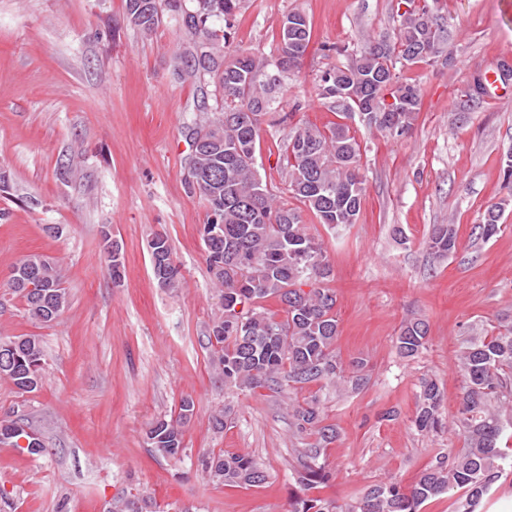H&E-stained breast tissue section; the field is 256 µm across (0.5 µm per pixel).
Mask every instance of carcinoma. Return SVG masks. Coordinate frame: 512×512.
<instances>
[{
  "mask_svg": "<svg viewBox=\"0 0 512 512\" xmlns=\"http://www.w3.org/2000/svg\"><path fill=\"white\" fill-rule=\"evenodd\" d=\"M128 21L143 32L160 22L157 0H124ZM166 0L174 21L207 48L206 57L192 61L178 54L177 70L186 77H207L221 93L220 110L192 129L190 168L204 174L188 192L208 205L207 224L221 235L204 245L212 288L220 313L209 327L208 344L215 348L213 364L224 386L240 390L288 387L296 395L304 388L334 386L356 393L370 382L362 358L344 365L336 355L338 336L336 293L328 287L332 269L323 242L307 232L299 208L284 201L283 191L263 181L256 167V147L264 116L272 109L268 98L271 72L291 73L306 54L311 24L301 11L281 21L274 50L231 46L218 35L215 23L230 26L246 0ZM393 38L382 37L354 53L350 61L325 72L318 96L341 102L359 115L363 126L399 136L411 132L420 106V87L403 76L421 63L449 61L444 55L448 29L444 18L420 0H403ZM360 144L349 126L334 123L322 129L300 127L279 146V159L288 167L287 191L313 213L319 223L335 229L357 223L365 187L359 168ZM502 207L487 211L474 225L475 239L488 242L501 231ZM153 274L164 288H175L179 266L166 236L149 244ZM458 247L454 225L434 224L426 248L434 258ZM13 270L22 282L11 283L30 318L55 321L68 306L62 270L43 254L21 258ZM275 298L281 312L264 302ZM428 323L420 318L402 324L396 352L418 356L427 344ZM44 353L34 336L0 340V380L18 392L31 393L43 383ZM457 366L462 396L456 419L463 448L441 456L409 485L388 481L370 486L347 512H421L423 505L444 493L459 494L456 512H476L499 480L501 461L512 454V318L488 330L475 329L459 341ZM443 396L439 385L424 378L416 399L414 423L426 434L443 426ZM292 436L300 441L294 473L296 493L289 512H338L331 501L310 495L329 479L326 457L338 439L336 426L326 422L319 395L295 399L288 405ZM194 402L181 401L176 416L156 420L147 444L162 456L186 455L182 426L192 417ZM22 419L0 417V440L18 442ZM209 480L228 487H254L267 474L249 454L212 453L201 459ZM153 504L140 495L112 500L109 512H151Z\"/></svg>",
  "mask_w": 512,
  "mask_h": 512,
  "instance_id": "obj_1",
  "label": "carcinoma"
}]
</instances>
